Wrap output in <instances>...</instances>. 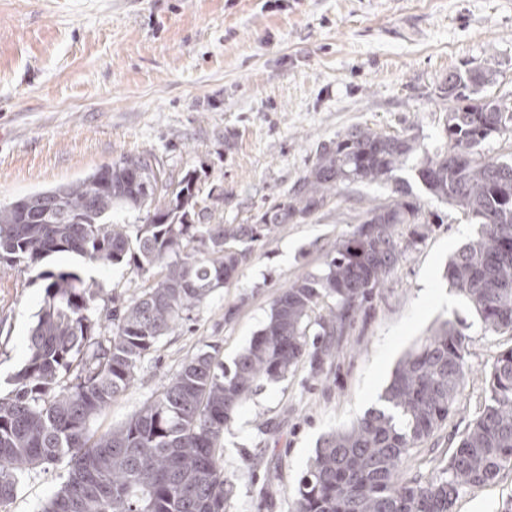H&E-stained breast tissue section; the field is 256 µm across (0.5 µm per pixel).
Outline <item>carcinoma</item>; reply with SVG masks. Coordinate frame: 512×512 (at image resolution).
<instances>
[{
	"instance_id": "1",
	"label": "carcinoma",
	"mask_w": 512,
	"mask_h": 512,
	"mask_svg": "<svg viewBox=\"0 0 512 512\" xmlns=\"http://www.w3.org/2000/svg\"><path fill=\"white\" fill-rule=\"evenodd\" d=\"M492 72L448 74L446 144L420 160L434 198L479 225L448 261L445 278L468 300L484 331L512 333V159L489 157L492 138H512V103L480 96ZM417 139L359 126L322 148L310 171L253 224H225L202 205L195 174L167 179L149 156L124 157L73 182L0 206V262L36 265L59 253L102 269L127 264L148 285L126 304L100 308L97 283L77 269L40 273L43 304L15 388L0 396V506L27 470L69 458L67 482L42 512H224L230 483L220 452L235 409L264 380L285 377L305 354L321 365L331 338L415 247H401L399 224L430 216L399 184L387 204L367 210L319 269L284 289L267 321L234 364L216 353L188 361L127 421L95 433L92 419L133 384L161 336L216 288L236 280L246 251L275 226L306 217L346 183L395 178ZM146 210L122 224L114 210ZM325 300L309 342L312 313ZM313 352H308V346ZM465 327L447 320L395 367L380 400L356 424L325 439L292 496V512H453L461 490L494 482L512 462V347L487 376L484 407L441 474L407 482L400 466L454 408L466 380Z\"/></svg>"
}]
</instances>
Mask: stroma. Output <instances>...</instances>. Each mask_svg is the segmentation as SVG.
<instances>
[{
	"label": "stroma",
	"mask_w": 512,
	"mask_h": 512,
	"mask_svg": "<svg viewBox=\"0 0 512 512\" xmlns=\"http://www.w3.org/2000/svg\"><path fill=\"white\" fill-rule=\"evenodd\" d=\"M472 67L495 72L488 95L512 100V0H0V205L147 154L173 179L195 172L214 216L250 224L338 134L366 124L418 138L397 181L439 222L321 367L302 358L236 410L221 441L233 485L225 512H289L324 439L380 407L398 361L445 320L467 327V382L447 422L405 458L404 480L433 479L482 409L485 374L512 334L484 332L445 279L478 227L416 172L421 152L446 140L449 72ZM395 183L340 186L318 211L252 243L237 280L161 338L92 431L126 421L209 347L233 367L279 293L315 271L368 207L391 201ZM94 278L103 305L145 285L124 264ZM43 297L35 271L0 263L1 395L27 359ZM69 470L62 459L23 473L0 512H40ZM453 512H512V465L461 491Z\"/></svg>",
	"instance_id": "obj_1"
}]
</instances>
